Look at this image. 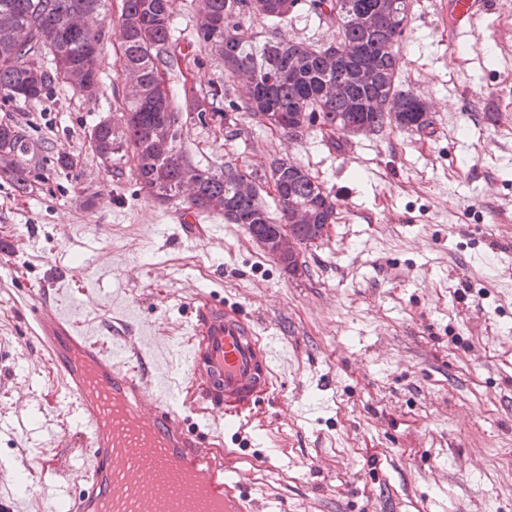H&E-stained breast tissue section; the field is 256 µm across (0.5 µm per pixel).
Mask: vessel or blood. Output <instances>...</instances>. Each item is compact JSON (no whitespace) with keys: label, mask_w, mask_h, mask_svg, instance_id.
<instances>
[{"label":"vessel or blood","mask_w":512,"mask_h":512,"mask_svg":"<svg viewBox=\"0 0 512 512\" xmlns=\"http://www.w3.org/2000/svg\"><path fill=\"white\" fill-rule=\"evenodd\" d=\"M493 0H454V32L467 31ZM196 319L176 344L182 380L130 369L140 356L126 341L105 345L70 316L35 313V338L61 381L90 464L77 496L53 494L49 512H256L229 480L224 433L273 390V340L259 336L236 306L199 291Z\"/></svg>","instance_id":"obj_1"}]
</instances>
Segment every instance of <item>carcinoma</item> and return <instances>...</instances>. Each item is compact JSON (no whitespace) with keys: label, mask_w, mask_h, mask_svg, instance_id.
Segmentation results:
<instances>
[{"label":"carcinoma","mask_w":512,"mask_h":512,"mask_svg":"<svg viewBox=\"0 0 512 512\" xmlns=\"http://www.w3.org/2000/svg\"><path fill=\"white\" fill-rule=\"evenodd\" d=\"M103 0H0V99L14 100L17 91L41 97L53 83L73 84L75 68L98 73L104 32L89 26L74 30V23L98 11ZM169 0H122L118 27L121 74L130 92L123 104L121 123L102 125L94 139L100 159L121 161L132 149L136 181L153 198L181 183L195 172L184 155L170 145L164 149L152 141L153 130L171 121L170 92L158 94L164 75L179 66L181 55L170 44ZM355 9L380 14L378 25L364 29L338 17L336 44L353 53L330 60L317 48L301 46L279 37L261 40L248 33L242 18L264 16L282 20L294 12L299 0H201V23L197 36L203 42L220 44L227 77L245 75L247 98L244 109L257 116L276 112L282 132L294 133L299 114L319 112L323 126L334 133L348 123H363L374 131L392 124L406 129L417 124L414 97L398 89V51L407 26L412 0H345ZM52 56L54 67H44ZM370 68L376 79L365 83L361 69ZM340 83L348 96L328 94L331 83ZM28 144L15 126L0 123V172L17 191L29 189L26 154ZM272 176L280 183L279 217L270 216L260 195H242L238 184L252 181L247 172L226 168L208 172L198 181L195 194L182 201L184 210L216 212L227 224H245L250 234L276 235L291 221L290 202L309 201L318 206L315 223L324 224L336 211L337 200L302 168L288 170L282 160L272 163Z\"/></svg>","instance_id":"1"}]
</instances>
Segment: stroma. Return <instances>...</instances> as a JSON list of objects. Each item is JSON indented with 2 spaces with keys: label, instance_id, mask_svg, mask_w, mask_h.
Masks as SVG:
<instances>
[{
  "label": "stroma",
  "instance_id": "35a3bbf8",
  "mask_svg": "<svg viewBox=\"0 0 512 512\" xmlns=\"http://www.w3.org/2000/svg\"><path fill=\"white\" fill-rule=\"evenodd\" d=\"M120 8L107 0L95 93L60 83L33 102L0 100V123L29 143L33 184L23 194L0 179V241L18 243L0 262V505L43 512L46 492L79 491L89 461L32 337L30 291L105 343L143 341L146 371L176 378L168 344L186 335L198 291L214 290L278 352L273 395L224 443L253 496L275 512H512V0L458 40L448 0H414L399 88L429 104L432 123L368 136L256 122L198 39L200 0H172L170 41L184 57L165 79L190 165L252 173L271 212L276 159L337 198L295 275L244 226L201 213L189 229L179 202L140 191L133 161L109 170L98 158L89 134L119 118L126 94ZM246 25L310 47L337 37L304 2L288 20ZM189 89L213 97L216 114L187 119ZM35 459L47 468L18 489L15 471Z\"/></svg>",
  "mask_w": 512,
  "mask_h": 512
}]
</instances>
